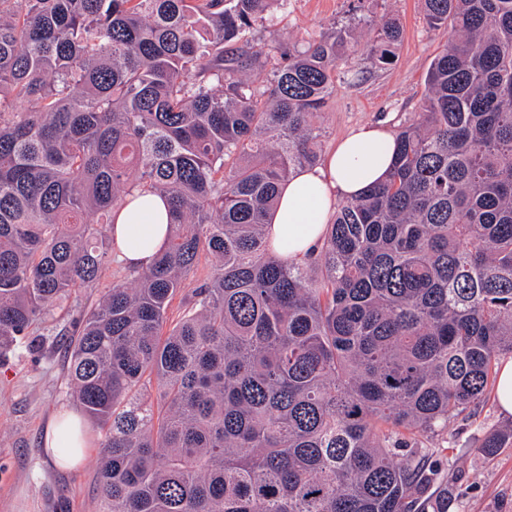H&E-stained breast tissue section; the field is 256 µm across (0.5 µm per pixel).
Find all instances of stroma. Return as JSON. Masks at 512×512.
Listing matches in <instances>:
<instances>
[{"label":"stroma","instance_id":"35a3bbf8","mask_svg":"<svg viewBox=\"0 0 512 512\" xmlns=\"http://www.w3.org/2000/svg\"><path fill=\"white\" fill-rule=\"evenodd\" d=\"M352 0H289L274 23L251 31L254 44L273 48L327 35L347 23ZM361 38L369 21L387 14L403 31L393 64L380 68L367 53L355 55L336 74V94L322 118L323 151L364 125L397 131L418 112L430 62L448 41L447 28L426 25L420 0H365ZM120 264L109 256L100 285L72 293L52 317L34 323L28 335L0 353V512H99L97 443H89L74 466H56L47 456L44 435L54 418L80 412L67 379V355L74 340L73 321L81 310L102 302ZM512 423L496 400L451 418L436 437L438 461L456 499L458 512H512V447L487 456L481 441Z\"/></svg>","mask_w":512,"mask_h":512}]
</instances>
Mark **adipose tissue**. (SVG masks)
<instances>
[{
    "mask_svg": "<svg viewBox=\"0 0 512 512\" xmlns=\"http://www.w3.org/2000/svg\"><path fill=\"white\" fill-rule=\"evenodd\" d=\"M395 157V136L381 126H363L342 139L323 165L298 171L283 186L266 233L277 255L292 262L318 249L339 201L385 179ZM168 204L150 194L134 199L116 216L115 246L127 266L143 268L167 243Z\"/></svg>",
    "mask_w": 512,
    "mask_h": 512,
    "instance_id": "adipose-tissue-1",
    "label": "adipose tissue"
}]
</instances>
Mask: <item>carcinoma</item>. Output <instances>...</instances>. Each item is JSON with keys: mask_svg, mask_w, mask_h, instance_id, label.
I'll list each match as a JSON object with an SVG mask.
<instances>
[{"mask_svg": "<svg viewBox=\"0 0 512 512\" xmlns=\"http://www.w3.org/2000/svg\"><path fill=\"white\" fill-rule=\"evenodd\" d=\"M422 7L448 43L418 119L291 263L267 218L320 160L358 23L268 70L248 34L288 0H0V349L98 287L131 197L170 203L165 248L76 321L99 512H449L431 442L512 356V0ZM401 36L371 23L375 65Z\"/></svg>", "mask_w": 512, "mask_h": 512, "instance_id": "1", "label": "carcinoma"}]
</instances>
